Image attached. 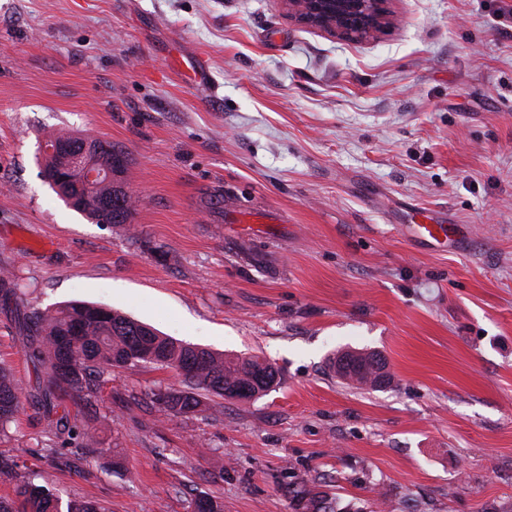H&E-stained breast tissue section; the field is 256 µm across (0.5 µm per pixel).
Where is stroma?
Here are the masks:
<instances>
[{"mask_svg": "<svg viewBox=\"0 0 512 512\" xmlns=\"http://www.w3.org/2000/svg\"><path fill=\"white\" fill-rule=\"evenodd\" d=\"M390 9L353 43L282 0H0V365L41 392L22 321L85 301L280 379L175 416L173 370L116 368L94 406L62 399L100 455L25 401L0 459L106 512H303L302 490L334 512H512V0ZM50 132L126 152L130 224L49 187ZM414 206L465 242L416 241ZM238 209L277 221L247 231ZM343 347L381 353L391 384L336 377Z\"/></svg>", "mask_w": 512, "mask_h": 512, "instance_id": "stroma-1", "label": "stroma"}]
</instances>
